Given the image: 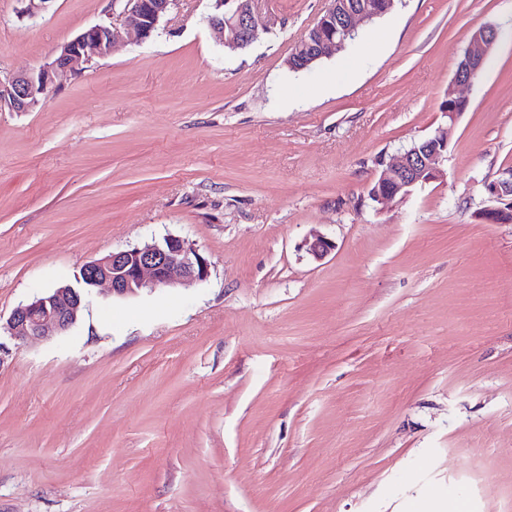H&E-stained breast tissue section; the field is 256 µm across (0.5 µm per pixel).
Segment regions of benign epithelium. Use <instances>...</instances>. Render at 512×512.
<instances>
[{"instance_id":"obj_1","label":"benign epithelium","mask_w":512,"mask_h":512,"mask_svg":"<svg viewBox=\"0 0 512 512\" xmlns=\"http://www.w3.org/2000/svg\"><path fill=\"white\" fill-rule=\"evenodd\" d=\"M114 2L119 4L120 23H100L82 31L62 44L53 58L35 69L5 75L0 73V112H32L52 90L75 75L79 66L108 56L116 42L146 41L175 0ZM214 2L215 12L208 17V23L218 32L225 47L243 49L258 38L259 30L270 27L269 21L256 8L258 0ZM372 16L367 8L349 13L337 36L321 41L315 49L303 55L300 60L302 67L343 48L346 40L357 33L359 24ZM496 40L497 31L491 26L472 34L463 61L457 65L454 81L449 86L454 105L447 112L448 124L435 130L430 148L422 151L413 143L385 165L378 176V184L371 192L375 201L382 204L398 197L403 199L415 185L433 181L441 175L439 165L452 130L468 105L458 94L457 87L472 82L473 74L488 59ZM508 174L507 180L487 185L491 198L501 200L512 196V169ZM333 249L332 242L321 237L307 243V252L317 260L325 258ZM209 276L208 261L178 237L134 246L82 266L74 275L75 284L54 288L18 306L7 319L4 329L19 343L41 340L52 333H64L74 326L82 312L85 295L103 285L109 286L114 295L127 296L144 288L204 282Z\"/></svg>"}]
</instances>
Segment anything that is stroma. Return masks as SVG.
Returning a JSON list of instances; mask_svg holds the SVG:
<instances>
[{"mask_svg": "<svg viewBox=\"0 0 512 512\" xmlns=\"http://www.w3.org/2000/svg\"><path fill=\"white\" fill-rule=\"evenodd\" d=\"M0 0V71L112 0ZM328 0H262L224 49L177 0L32 112H0V316L86 263L178 237L207 281L97 289L63 336L0 332V512H512V0H399L286 75ZM498 32L441 163L381 205L380 162L446 124L472 34ZM335 248L308 254L315 236Z\"/></svg>", "mask_w": 512, "mask_h": 512, "instance_id": "1", "label": "stroma"}]
</instances>
